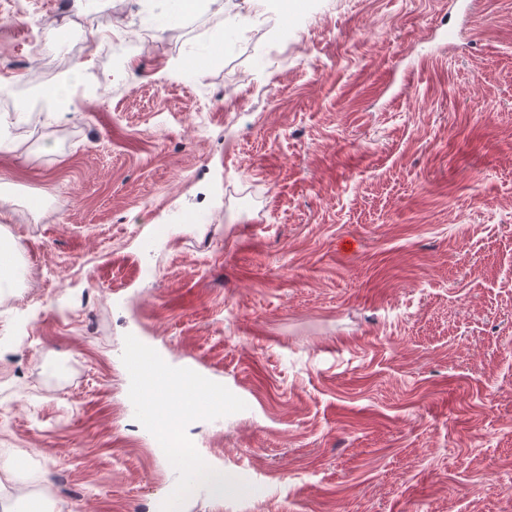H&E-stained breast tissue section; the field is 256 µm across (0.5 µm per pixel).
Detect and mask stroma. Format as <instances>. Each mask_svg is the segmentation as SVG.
<instances>
[{
	"label": "stroma",
	"mask_w": 512,
	"mask_h": 512,
	"mask_svg": "<svg viewBox=\"0 0 512 512\" xmlns=\"http://www.w3.org/2000/svg\"><path fill=\"white\" fill-rule=\"evenodd\" d=\"M27 0L8 123L0 458L53 512L187 479L127 406V343L223 384L182 512H512V0ZM83 70L82 65H76L55 83L43 87L40 91L43 100L47 104L57 103L61 100L67 101L72 88L80 82ZM0 288L12 285L20 257V249L9 242L4 234V225H0Z\"/></svg>",
	"instance_id": "stroma-1"
}]
</instances>
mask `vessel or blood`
I'll return each mask as SVG.
<instances>
[{"label": "vessel or blood", "instance_id": "obj_1", "mask_svg": "<svg viewBox=\"0 0 512 512\" xmlns=\"http://www.w3.org/2000/svg\"><path fill=\"white\" fill-rule=\"evenodd\" d=\"M129 399L161 451L188 447L183 424L224 415V390L190 369L163 368L149 348L132 341L126 357Z\"/></svg>", "mask_w": 512, "mask_h": 512}]
</instances>
